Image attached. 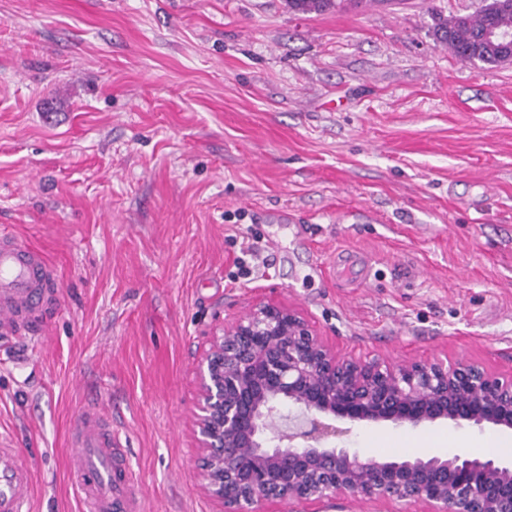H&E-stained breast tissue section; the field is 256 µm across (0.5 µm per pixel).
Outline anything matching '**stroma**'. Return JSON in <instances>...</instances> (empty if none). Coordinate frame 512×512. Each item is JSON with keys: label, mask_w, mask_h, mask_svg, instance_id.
I'll use <instances>...</instances> for the list:
<instances>
[{"label": "stroma", "mask_w": 512, "mask_h": 512, "mask_svg": "<svg viewBox=\"0 0 512 512\" xmlns=\"http://www.w3.org/2000/svg\"><path fill=\"white\" fill-rule=\"evenodd\" d=\"M488 2L0 0V234L58 276L43 344L0 337V433L33 512H83L68 433L91 397L124 429L145 512H215L197 366L259 303L344 358L512 373V61L466 63L434 35ZM486 435L382 423L342 443L476 454Z\"/></svg>", "instance_id": "35a3bbf8"}]
</instances>
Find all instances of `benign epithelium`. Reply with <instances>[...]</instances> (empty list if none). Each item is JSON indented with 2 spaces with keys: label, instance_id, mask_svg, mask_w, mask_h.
Wrapping results in <instances>:
<instances>
[{
  "label": "benign epithelium",
  "instance_id": "obj_1",
  "mask_svg": "<svg viewBox=\"0 0 512 512\" xmlns=\"http://www.w3.org/2000/svg\"><path fill=\"white\" fill-rule=\"evenodd\" d=\"M198 366L200 491L220 512L268 501L384 500L426 512H512V459L361 456L348 425L438 422L512 431V374L458 360L342 358L298 310L259 304L224 323Z\"/></svg>",
  "mask_w": 512,
  "mask_h": 512
}]
</instances>
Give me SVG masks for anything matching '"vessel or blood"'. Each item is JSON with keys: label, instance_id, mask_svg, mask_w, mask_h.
Returning a JSON list of instances; mask_svg holds the SVG:
<instances>
[{"label": "vessel or blood", "instance_id": "vessel-or-blood-1", "mask_svg": "<svg viewBox=\"0 0 512 512\" xmlns=\"http://www.w3.org/2000/svg\"><path fill=\"white\" fill-rule=\"evenodd\" d=\"M56 274L45 255L13 234H0V334L28 331L51 298ZM70 470L87 512H144V494L129 466L111 413L85 404L72 433ZM32 473L0 436V512H31Z\"/></svg>", "mask_w": 512, "mask_h": 512}]
</instances>
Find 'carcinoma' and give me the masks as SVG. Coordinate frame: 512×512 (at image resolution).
Listing matches in <instances>:
<instances>
[{
  "instance_id": "carcinoma-1",
  "label": "carcinoma",
  "mask_w": 512,
  "mask_h": 512,
  "mask_svg": "<svg viewBox=\"0 0 512 512\" xmlns=\"http://www.w3.org/2000/svg\"><path fill=\"white\" fill-rule=\"evenodd\" d=\"M290 8L301 13H324L335 0H288ZM512 32V0H490L479 13L455 16L437 24V40L460 60L477 57L485 65L497 66L512 57V46L493 47L483 41L486 30Z\"/></svg>"
}]
</instances>
